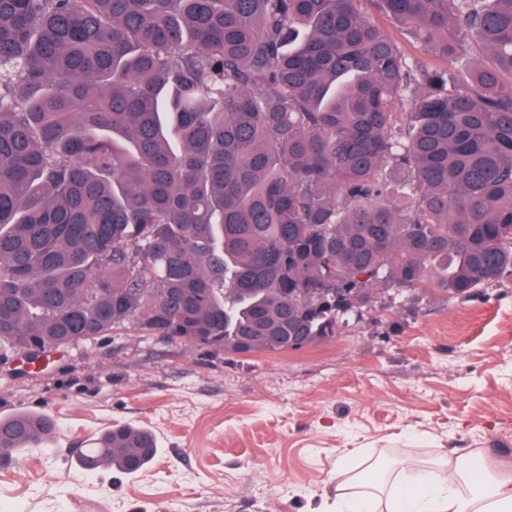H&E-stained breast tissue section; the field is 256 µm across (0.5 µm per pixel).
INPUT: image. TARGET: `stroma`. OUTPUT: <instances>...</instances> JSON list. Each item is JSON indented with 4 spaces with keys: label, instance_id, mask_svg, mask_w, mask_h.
<instances>
[{
    "label": "stroma",
    "instance_id": "35a3bbf8",
    "mask_svg": "<svg viewBox=\"0 0 512 512\" xmlns=\"http://www.w3.org/2000/svg\"><path fill=\"white\" fill-rule=\"evenodd\" d=\"M49 416L51 437L0 462V512H311L336 465L512 467V281L467 298L377 294L320 347L216 355L133 331L0 367V417ZM159 451L134 475L80 458L115 425Z\"/></svg>",
    "mask_w": 512,
    "mask_h": 512
}]
</instances>
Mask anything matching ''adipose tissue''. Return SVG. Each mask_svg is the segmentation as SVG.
<instances>
[{
    "label": "adipose tissue",
    "instance_id": "adipose-tissue-1",
    "mask_svg": "<svg viewBox=\"0 0 512 512\" xmlns=\"http://www.w3.org/2000/svg\"><path fill=\"white\" fill-rule=\"evenodd\" d=\"M455 477L448 483L431 472L408 477L398 472L375 491L361 488L359 472L369 471V460L340 467L333 502L336 512H512V474L492 473L472 457H448Z\"/></svg>",
    "mask_w": 512,
    "mask_h": 512
}]
</instances>
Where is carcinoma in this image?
<instances>
[{
  "label": "carcinoma",
  "instance_id": "1",
  "mask_svg": "<svg viewBox=\"0 0 512 512\" xmlns=\"http://www.w3.org/2000/svg\"><path fill=\"white\" fill-rule=\"evenodd\" d=\"M472 38L491 64L467 66ZM508 277L512 0H0L1 346L284 352L379 286ZM53 431L0 418V457ZM157 450L115 425L83 464ZM373 19L375 22L379 23L393 39L403 46L410 56L416 58L424 57L420 51L419 44L397 27L391 20L379 15H374Z\"/></svg>",
  "mask_w": 512,
  "mask_h": 512
}]
</instances>
